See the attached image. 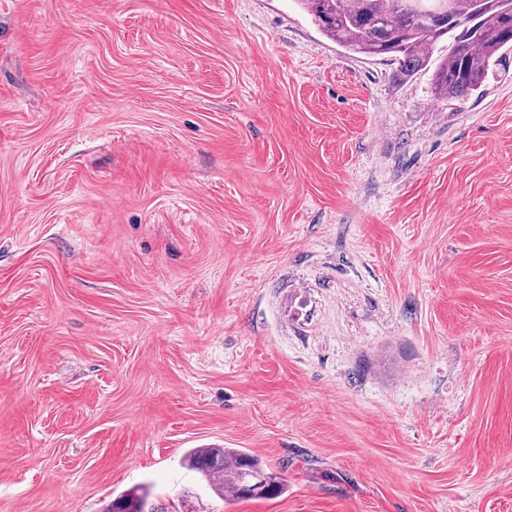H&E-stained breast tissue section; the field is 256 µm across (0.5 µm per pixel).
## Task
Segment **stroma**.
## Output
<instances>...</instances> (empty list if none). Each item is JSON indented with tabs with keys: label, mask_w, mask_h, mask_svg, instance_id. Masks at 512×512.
<instances>
[{
	"label": "stroma",
	"mask_w": 512,
	"mask_h": 512,
	"mask_svg": "<svg viewBox=\"0 0 512 512\" xmlns=\"http://www.w3.org/2000/svg\"><path fill=\"white\" fill-rule=\"evenodd\" d=\"M394 72L296 0H0V512H512V50ZM186 461L222 496L225 490L237 499H271L285 490L277 474L239 448H191ZM147 490L142 486H134L112 500L105 512H145Z\"/></svg>",
	"instance_id": "1"
}]
</instances>
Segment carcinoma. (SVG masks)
Instances as JSON below:
<instances>
[{
	"mask_svg": "<svg viewBox=\"0 0 512 512\" xmlns=\"http://www.w3.org/2000/svg\"><path fill=\"white\" fill-rule=\"evenodd\" d=\"M340 47L397 65L411 76L431 61L443 37L448 56L435 68L432 91L445 103L478 90L489 69L512 49V0H297ZM187 466L220 495L271 499L284 493L277 474L239 448H191ZM147 490L134 486L105 512H145Z\"/></svg>",
	"mask_w": 512,
	"mask_h": 512,
	"instance_id": "cac0c4a2",
	"label": "carcinoma"
}]
</instances>
